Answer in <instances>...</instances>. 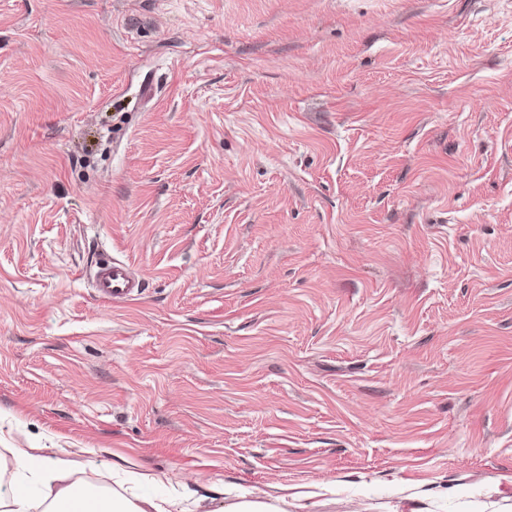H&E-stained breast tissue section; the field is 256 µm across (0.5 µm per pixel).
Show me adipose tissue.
Instances as JSON below:
<instances>
[{"label": "adipose tissue", "instance_id": "adipose-tissue-1", "mask_svg": "<svg viewBox=\"0 0 512 512\" xmlns=\"http://www.w3.org/2000/svg\"><path fill=\"white\" fill-rule=\"evenodd\" d=\"M18 468L36 466L35 478L45 488L41 500H34L20 481L0 486V512H174L177 502L171 498H155L142 493V474L128 475L125 493L108 496L90 485H78L70 480L74 463L64 457L33 458L25 449L13 451Z\"/></svg>", "mask_w": 512, "mask_h": 512}]
</instances>
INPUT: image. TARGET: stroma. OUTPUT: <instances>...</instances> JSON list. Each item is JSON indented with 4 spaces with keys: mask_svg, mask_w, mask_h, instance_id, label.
I'll return each instance as SVG.
<instances>
[{
    "mask_svg": "<svg viewBox=\"0 0 512 512\" xmlns=\"http://www.w3.org/2000/svg\"><path fill=\"white\" fill-rule=\"evenodd\" d=\"M15 448L186 512H512V0H0ZM91 277L96 297L107 304L133 299L142 292L143 284L122 260L97 263Z\"/></svg>",
    "mask_w": 512,
    "mask_h": 512,
    "instance_id": "35a3bbf8",
    "label": "stroma"
}]
</instances>
